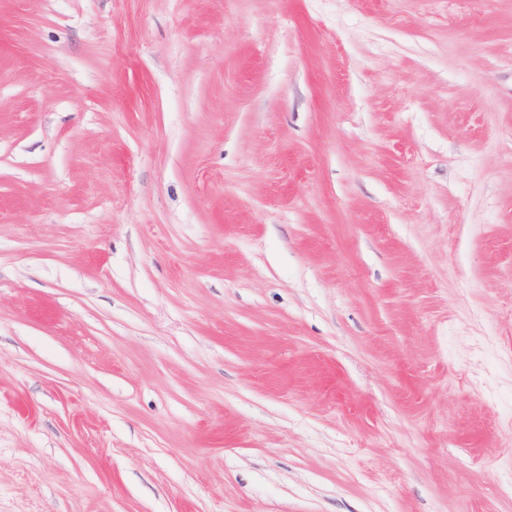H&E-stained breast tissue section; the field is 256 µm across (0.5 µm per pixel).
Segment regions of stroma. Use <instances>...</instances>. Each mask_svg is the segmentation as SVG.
<instances>
[{
	"mask_svg": "<svg viewBox=\"0 0 512 512\" xmlns=\"http://www.w3.org/2000/svg\"><path fill=\"white\" fill-rule=\"evenodd\" d=\"M512 0H0V512H512Z\"/></svg>",
	"mask_w": 512,
	"mask_h": 512,
	"instance_id": "stroma-1",
	"label": "stroma"
}]
</instances>
